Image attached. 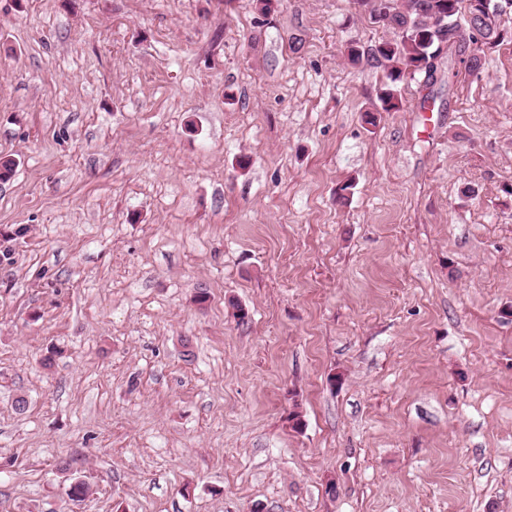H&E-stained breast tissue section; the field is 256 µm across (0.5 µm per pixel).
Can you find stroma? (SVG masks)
Listing matches in <instances>:
<instances>
[{"mask_svg":"<svg viewBox=\"0 0 512 512\" xmlns=\"http://www.w3.org/2000/svg\"><path fill=\"white\" fill-rule=\"evenodd\" d=\"M390 37L0 0V512H512V40L382 112Z\"/></svg>","mask_w":512,"mask_h":512,"instance_id":"stroma-1","label":"stroma"}]
</instances>
